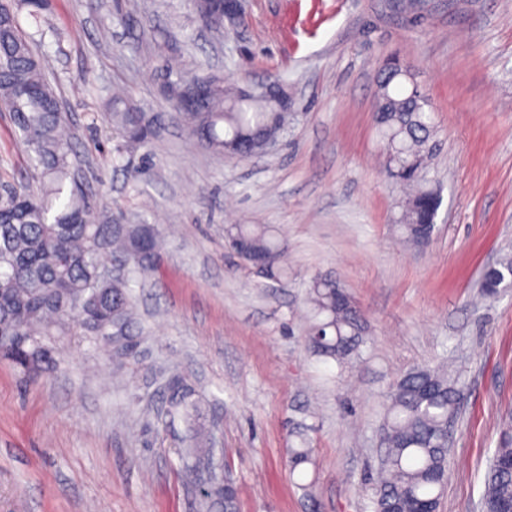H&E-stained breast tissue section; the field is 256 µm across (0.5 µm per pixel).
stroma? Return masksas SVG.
<instances>
[{
    "mask_svg": "<svg viewBox=\"0 0 512 512\" xmlns=\"http://www.w3.org/2000/svg\"><path fill=\"white\" fill-rule=\"evenodd\" d=\"M249 0L218 33L189 0H53L38 40L76 131V182L98 207L164 232L154 280L133 287L140 333L123 367L78 336L62 365L26 384L0 362V512H200L182 472L186 422L168 413L181 376L213 428L239 512H369L384 455L386 394L407 370L441 364L461 400L438 512H479L503 416L512 413V288L481 295L482 273L512 254V0ZM187 77L284 82L277 151L242 160L190 143L168 118L160 66ZM427 89L442 203L416 246L393 224L374 111L390 59ZM156 119L146 146L116 152L104 108L115 91ZM0 111V181L31 179ZM229 224H271L288 276L258 277L229 247ZM332 274L360 308V357L306 345L304 299ZM313 462L285 461L298 423ZM314 483L315 501L302 484Z\"/></svg>",
    "mask_w": 512,
    "mask_h": 512,
    "instance_id": "stroma-1",
    "label": "stroma"
}]
</instances>
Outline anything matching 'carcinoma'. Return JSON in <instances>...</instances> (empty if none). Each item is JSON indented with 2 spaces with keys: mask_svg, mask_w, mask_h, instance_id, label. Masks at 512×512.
Here are the masks:
<instances>
[{
  "mask_svg": "<svg viewBox=\"0 0 512 512\" xmlns=\"http://www.w3.org/2000/svg\"><path fill=\"white\" fill-rule=\"evenodd\" d=\"M48 0H0V109L10 113L31 154L37 185L20 182L0 197V360L36 381L59 365L52 339L79 328L116 363L130 341L137 340L130 283L148 276L162 246V232L145 220L97 208L78 188L70 161L73 133L62 112L59 95L47 78V56L38 52L34 36L21 26L27 10L41 29L49 25ZM380 96L387 112L375 120L385 170L407 193L397 232L419 245L434 231L440 195L426 178L434 154L437 127L429 94L413 69L385 70ZM113 97L109 114L121 143L117 149L148 143L155 136L145 113ZM280 99L262 89L240 96L234 86L211 78L209 93L192 109L170 114L190 138L217 154H259L253 139L280 134L276 128ZM228 245L244 263L247 249L266 257L257 276L268 281L288 277V244L270 224H230ZM130 259L120 278L102 275L105 258ZM512 271L506 259L485 270L484 294L500 288L499 278ZM309 348L338 362L359 354L364 321L340 280L314 276L305 301ZM189 391L174 378L168 389L170 411L190 420L196 407ZM457 388L439 370L413 368L393 387L387 404L385 466L378 472L372 512H437L448 467V423ZM191 446L182 449L188 473L213 474L201 498L208 512H237L235 487L224 481L210 448V432L201 422L190 425ZM298 446L288 456L290 472L311 462L305 428L295 431ZM485 512H512V424L502 428L482 497Z\"/></svg>",
  "mask_w": 512,
  "mask_h": 512,
  "instance_id": "carcinoma-1",
  "label": "carcinoma"
}]
</instances>
